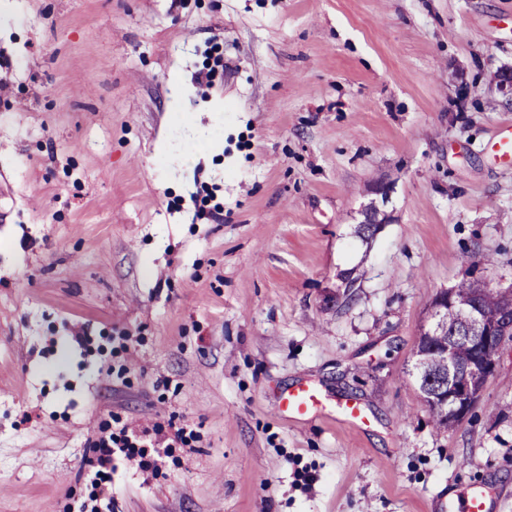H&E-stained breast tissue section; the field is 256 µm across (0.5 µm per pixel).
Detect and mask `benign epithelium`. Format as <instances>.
<instances>
[{"label": "benign epithelium", "mask_w": 512, "mask_h": 512, "mask_svg": "<svg viewBox=\"0 0 512 512\" xmlns=\"http://www.w3.org/2000/svg\"><path fill=\"white\" fill-rule=\"evenodd\" d=\"M496 89L502 103L512 105V69H503L495 76ZM362 223L371 229L387 223V217L375 205H368L363 211ZM455 297V289L448 288L437 293L430 306V320L446 312L448 302ZM512 334V294H502V301L488 308L484 292L477 291L470 296L460 317L454 338L433 348L432 354L441 360L452 376L448 385L441 386L431 395L441 399L438 409L448 422L458 423L464 419L479 401L487 382L495 375L497 359L503 340ZM466 341L475 347V355L467 364L458 363L456 340Z\"/></svg>", "instance_id": "7a95c632"}]
</instances>
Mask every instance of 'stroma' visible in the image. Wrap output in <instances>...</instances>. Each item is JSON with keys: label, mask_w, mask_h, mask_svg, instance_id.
<instances>
[{"label": "stroma", "mask_w": 512, "mask_h": 512, "mask_svg": "<svg viewBox=\"0 0 512 512\" xmlns=\"http://www.w3.org/2000/svg\"><path fill=\"white\" fill-rule=\"evenodd\" d=\"M505 68L512 0H0V512H71L116 418L201 440L112 512H512V340L448 431L409 375L438 291L512 287ZM280 406L283 413L294 419L324 415L356 427L366 423L362 408L355 403L347 402L326 412V406L322 405L315 391L308 385L288 389L281 396ZM491 510L492 502L487 499L484 491L478 487H473L458 506L451 502L448 503V512H491Z\"/></svg>", "instance_id": "35a3bbf8"}]
</instances>
